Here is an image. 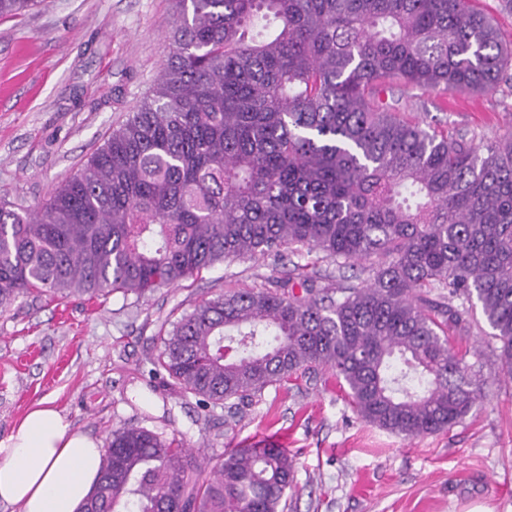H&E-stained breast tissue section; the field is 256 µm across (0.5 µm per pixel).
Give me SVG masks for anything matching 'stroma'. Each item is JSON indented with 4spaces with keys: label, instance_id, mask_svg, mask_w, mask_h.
Segmentation results:
<instances>
[{
    "label": "stroma",
    "instance_id": "1",
    "mask_svg": "<svg viewBox=\"0 0 512 512\" xmlns=\"http://www.w3.org/2000/svg\"><path fill=\"white\" fill-rule=\"evenodd\" d=\"M175 19L174 0H38L0 17V200L39 209L84 165L152 87ZM393 98L407 119L427 112L441 128L491 141L512 126V68L492 93L399 87ZM292 268L258 256L142 299L18 298L0 312V439L49 398L75 429L104 442L137 425L203 458L279 436L296 458L290 512H512V381L486 343V324L467 339L480 352L482 405L414 440L360 418L326 371L206 414L194 398L150 384L162 323L232 288L273 287Z\"/></svg>",
    "mask_w": 512,
    "mask_h": 512
}]
</instances>
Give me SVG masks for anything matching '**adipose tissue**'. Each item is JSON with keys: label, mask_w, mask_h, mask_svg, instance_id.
I'll list each match as a JSON object with an SVG mask.
<instances>
[{"label": "adipose tissue", "mask_w": 512, "mask_h": 512, "mask_svg": "<svg viewBox=\"0 0 512 512\" xmlns=\"http://www.w3.org/2000/svg\"><path fill=\"white\" fill-rule=\"evenodd\" d=\"M104 452L59 411L36 407L0 440V504L18 512H81Z\"/></svg>", "instance_id": "1"}]
</instances>
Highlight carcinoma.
<instances>
[{"instance_id": "1", "label": "carcinoma", "mask_w": 512, "mask_h": 512, "mask_svg": "<svg viewBox=\"0 0 512 512\" xmlns=\"http://www.w3.org/2000/svg\"><path fill=\"white\" fill-rule=\"evenodd\" d=\"M148 94L40 209L0 203V310L20 297L141 299L228 259L317 272L207 299L160 337L150 377L206 412L324 370L355 412L414 439L462 422L483 380L452 340L480 312L512 377V130L483 145L383 99L494 92L512 46L473 0H176ZM276 444L201 463L112 431L82 512H287Z\"/></svg>"}]
</instances>
